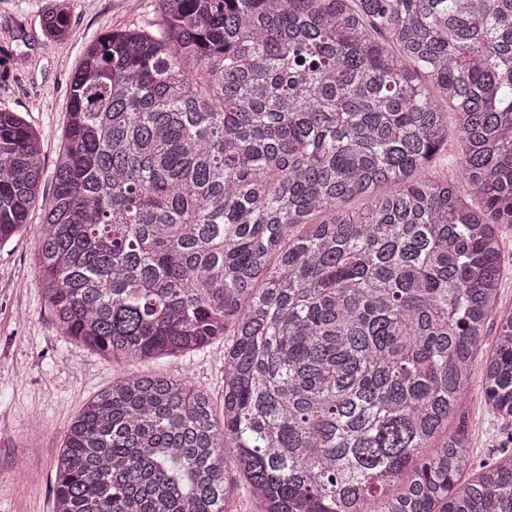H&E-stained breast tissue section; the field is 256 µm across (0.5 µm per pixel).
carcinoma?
Wrapping results in <instances>:
<instances>
[{
  "mask_svg": "<svg viewBox=\"0 0 512 512\" xmlns=\"http://www.w3.org/2000/svg\"><path fill=\"white\" fill-rule=\"evenodd\" d=\"M66 37L69 0L40 19ZM37 281L115 363L224 341V421L127 374L74 419L54 512H512V452L471 469L482 395L512 423V0H155L70 80ZM462 178L415 179L448 144ZM37 133L0 108V243L38 202ZM363 201L359 210L344 203ZM503 224L501 235L505 243L498 302L502 311H512V226Z\"/></svg>",
  "mask_w": 512,
  "mask_h": 512,
  "instance_id": "carcinoma-1",
  "label": "carcinoma"
}]
</instances>
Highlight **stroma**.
I'll list each match as a JSON object with an SVG mask.
<instances>
[{
    "instance_id": "1",
    "label": "stroma",
    "mask_w": 512,
    "mask_h": 512,
    "mask_svg": "<svg viewBox=\"0 0 512 512\" xmlns=\"http://www.w3.org/2000/svg\"><path fill=\"white\" fill-rule=\"evenodd\" d=\"M55 0H0V51L23 55L0 68V107L22 113L40 137L46 173L38 195L53 192L51 174L64 145L72 74L90 44L106 31L154 16V0H71V34L46 44L39 16ZM41 212L0 244V512H52L55 461L72 419L113 378L158 369L188 376L224 404V345L155 362L115 364L76 345L56 327L35 279ZM474 363L465 398L468 451L475 465L512 451V425L494 417L482 397Z\"/></svg>"
}]
</instances>
